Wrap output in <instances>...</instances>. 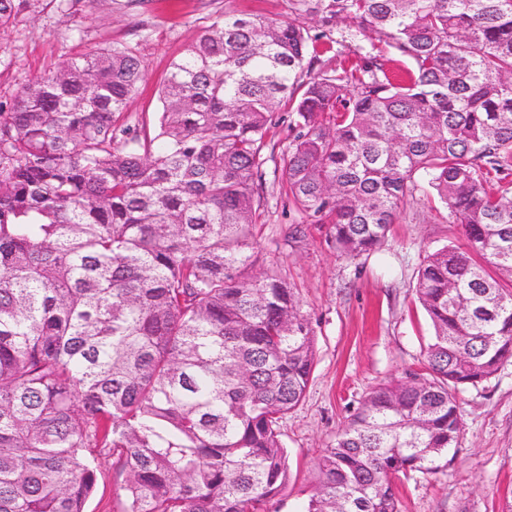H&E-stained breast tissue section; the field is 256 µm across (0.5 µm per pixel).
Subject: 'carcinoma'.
Masks as SVG:
<instances>
[{"instance_id": "carcinoma-1", "label": "carcinoma", "mask_w": 512, "mask_h": 512, "mask_svg": "<svg viewBox=\"0 0 512 512\" xmlns=\"http://www.w3.org/2000/svg\"><path fill=\"white\" fill-rule=\"evenodd\" d=\"M289 4L203 27L152 129L130 121L129 45L0 104V512H86L103 458L117 512H266L284 489L316 332L281 274L237 273L282 112L285 192L340 255L425 187L465 238L418 270L424 370L363 398L303 512H400L394 479L459 444L460 391L512 363V0ZM308 17L370 48L318 68Z\"/></svg>"}]
</instances>
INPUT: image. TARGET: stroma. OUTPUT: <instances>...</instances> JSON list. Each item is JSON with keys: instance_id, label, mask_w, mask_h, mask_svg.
<instances>
[{"instance_id": "obj_1", "label": "stroma", "mask_w": 512, "mask_h": 512, "mask_svg": "<svg viewBox=\"0 0 512 512\" xmlns=\"http://www.w3.org/2000/svg\"><path fill=\"white\" fill-rule=\"evenodd\" d=\"M225 12L283 18L288 0H17L0 27V103L70 58L130 44L146 70L130 111L153 121L171 60ZM291 139L284 122L269 133L275 160L266 167L265 212L243 271L277 269L298 288L317 333V362L304 400L280 423L291 478L267 512H301L322 448L362 397L422 367L432 329L416 306L417 268L425 253L463 240L444 205L423 192L370 255L339 256L323 224L291 238L293 224L304 220L281 192ZM459 398L464 433L453 461L438 474L399 481L401 512H501L512 499V363Z\"/></svg>"}]
</instances>
